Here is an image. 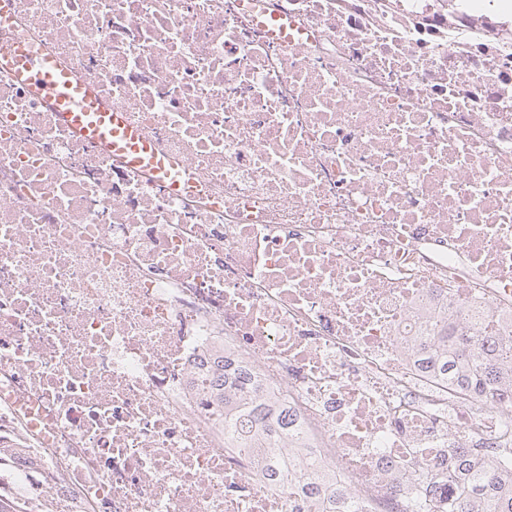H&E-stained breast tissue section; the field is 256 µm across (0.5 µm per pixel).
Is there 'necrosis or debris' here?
I'll list each match as a JSON object with an SVG mask.
<instances>
[{"label": "necrosis or debris", "mask_w": 512, "mask_h": 512, "mask_svg": "<svg viewBox=\"0 0 512 512\" xmlns=\"http://www.w3.org/2000/svg\"><path fill=\"white\" fill-rule=\"evenodd\" d=\"M288 18L271 39L261 15ZM177 164L0 74V497L20 512H407L512 407L425 369L512 329V0H13ZM226 384L215 389L214 362ZM290 424L224 432L234 373ZM291 467L269 476L267 461Z\"/></svg>", "instance_id": "1"}]
</instances>
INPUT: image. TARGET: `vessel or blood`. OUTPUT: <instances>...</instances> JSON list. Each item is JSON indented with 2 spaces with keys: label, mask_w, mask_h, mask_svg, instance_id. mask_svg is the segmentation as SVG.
Here are the masks:
<instances>
[{
  "label": "vessel or blood",
  "mask_w": 512,
  "mask_h": 512,
  "mask_svg": "<svg viewBox=\"0 0 512 512\" xmlns=\"http://www.w3.org/2000/svg\"><path fill=\"white\" fill-rule=\"evenodd\" d=\"M2 71L52 105L69 127L105 145L127 167L151 171L168 191L181 189L182 178L156 153L151 141L131 127L122 113L99 102L82 79L52 56L20 44L0 55Z\"/></svg>",
  "instance_id": "vessel-or-blood-1"
}]
</instances>
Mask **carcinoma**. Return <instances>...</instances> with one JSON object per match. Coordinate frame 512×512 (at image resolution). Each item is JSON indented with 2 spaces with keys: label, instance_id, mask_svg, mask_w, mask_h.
Listing matches in <instances>:
<instances>
[{
  "label": "carcinoma",
  "instance_id": "cac0c4a2",
  "mask_svg": "<svg viewBox=\"0 0 512 512\" xmlns=\"http://www.w3.org/2000/svg\"><path fill=\"white\" fill-rule=\"evenodd\" d=\"M439 344L447 347L443 358L445 378L454 389L479 393L496 388L501 398L512 405V335L483 336L446 326L432 329L422 343L428 351ZM278 420L270 416L261 399H254L248 413L240 419L224 422L225 432L240 436V431L274 432ZM495 466L478 463L468 448L449 451L448 482L456 493L448 505L435 512H512V447L494 455Z\"/></svg>",
  "mask_w": 512,
  "mask_h": 512
}]
</instances>
